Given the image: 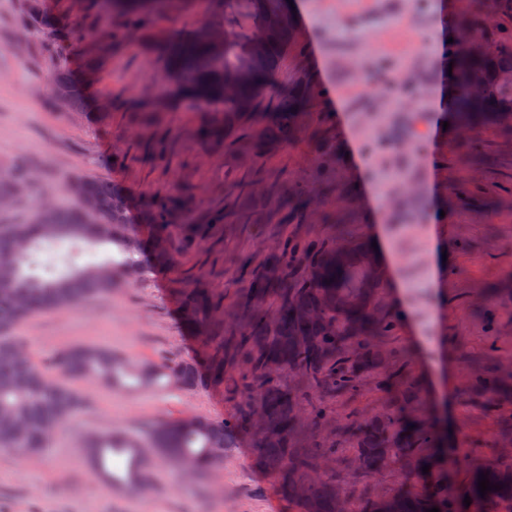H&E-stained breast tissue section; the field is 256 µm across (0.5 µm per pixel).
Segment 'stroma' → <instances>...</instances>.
<instances>
[{
  "instance_id": "obj_1",
  "label": "stroma",
  "mask_w": 512,
  "mask_h": 512,
  "mask_svg": "<svg viewBox=\"0 0 512 512\" xmlns=\"http://www.w3.org/2000/svg\"><path fill=\"white\" fill-rule=\"evenodd\" d=\"M293 3L296 41L277 80L308 83L314 99L287 145L252 159L200 142V110L157 108L163 40L203 19L194 0H172L137 38L115 45L95 38L99 20L76 0H38L42 10L67 21L63 32L48 36L28 26V0H0V170L30 165L40 176L37 194L58 200L78 176L111 181L137 201L175 193L185 204L180 224L240 204L237 179L261 187L243 203L247 220L225 222L192 249L175 240L169 270L107 297L35 314L12 334L51 378L58 375L53 356L78 345L157 363L198 361L211 343L182 326L181 300L189 288L206 285L230 309L248 286L240 263H261L274 239L304 245L387 238L390 250L379 258L382 306L393 317L406 310L409 322L396 324L386 347L408 363L415 408L445 428L449 447L463 450L451 470L452 483L463 485L471 468L512 453V396L491 408L467 389L470 374L487 365L512 382L505 372L512 362V134L497 124L462 135L438 128V102L448 88L442 38L465 27L489 44L512 41V12L496 0H473L466 15L461 0ZM56 55L76 69L98 66V97L112 103L104 119L51 103ZM285 186L320 191L317 212L269 222L274 193ZM439 247L448 256L442 273L434 266ZM115 256L109 244H44L32 253L31 272L51 279ZM373 379L366 374L353 394L301 388L304 405L321 406L328 417L307 423L300 447L335 439L338 425L384 409L388 399ZM77 385L87 404L58 429L46 456L0 450V512H299L256 464L253 434L225 449L223 462L203 481H183L174 466L148 458L153 483L142 494L108 485L77 454L84 433L120 428L143 439L157 422L224 419L238 412L247 389L232 395L211 383L193 390L115 389L91 379ZM332 474L354 498L393 494L407 483L397 465L358 472L348 448Z\"/></svg>"
}]
</instances>
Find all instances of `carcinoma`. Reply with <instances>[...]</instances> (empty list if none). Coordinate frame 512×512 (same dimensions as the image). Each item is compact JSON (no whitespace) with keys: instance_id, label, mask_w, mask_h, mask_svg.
I'll return each instance as SVG.
<instances>
[{"instance_id":"carcinoma-1","label":"carcinoma","mask_w":512,"mask_h":512,"mask_svg":"<svg viewBox=\"0 0 512 512\" xmlns=\"http://www.w3.org/2000/svg\"><path fill=\"white\" fill-rule=\"evenodd\" d=\"M213 16L162 45L165 87L171 104L192 105L206 112L199 140L227 146L242 130L248 139L245 154L261 157L288 143L300 127L312 98L306 85H293L262 108L271 78L282 56L295 41L292 21L282 0H212ZM169 0H85L84 10L105 19L118 14L127 19L121 31L105 25L95 34L110 41L141 29L142 21L167 8ZM30 26L57 33L59 17L30 4ZM455 94L451 110L456 123L500 122L512 112V46L488 45L481 56L455 48ZM485 81L480 96L467 92L473 74ZM96 72L76 76L66 60L55 59L51 96L56 105L71 112L86 110ZM32 184L30 168L0 172V202L16 205ZM67 199L51 207L36 204L30 221L0 224V449L22 454H44L51 431L69 421L86 404L84 397L65 383L91 377L114 387L132 379L142 388H157L178 379L181 387L195 389L203 379L224 382V369L242 363L247 368L250 397L238 413L224 421L195 417L153 427L147 441L106 431L82 437L79 445L86 460L109 484L137 485L147 452L190 470L216 464L236 434L257 432V459L278 479L280 491L300 503L301 512H337L342 488L317 475L336 460L340 445L297 448L304 418L316 422L324 412L304 413L299 391L282 383L288 373L301 377L310 388L355 393L363 372L378 368L377 390L391 395L409 386L408 367L394 360L381 367L382 342L392 331V321L378 309L381 289L375 254L365 241L321 247L311 258L305 279L295 281L291 267L296 248L286 240L273 244L264 266L252 272L250 287L238 301L240 327L224 335V305L207 288L185 293L184 328L192 335L217 340L205 358L206 372L193 360L155 363L120 358L104 346L75 347L58 353L54 364L62 376L51 380L13 336L12 327L38 311L71 307L83 300L107 296L123 281L151 269L174 264L172 234L180 233L185 245L196 247L209 237L210 224H172V213L182 198L165 194L143 205L141 223L153 228L141 239L129 222L132 202L121 188L99 179L79 177L66 189ZM307 201L298 191L276 198L275 211L297 215ZM80 241L88 246L110 243L123 255L120 261L97 263L52 280L23 271L31 252L42 244ZM277 299L273 308L267 300ZM474 392L492 406L504 392L494 372L478 371L471 381ZM354 451V463L366 474H376L400 462L409 470L404 489L394 494H368L351 499L349 512H382L380 502L390 500L389 512H459L468 496L485 512H512V464L491 463L474 471L460 491L448 485V458L441 435L424 418L410 411V400L394 402L374 415L344 427ZM126 458L124 475L109 467L112 457ZM429 466L423 474L422 466ZM488 474L502 486L480 496L478 479Z\"/></svg>"}]
</instances>
